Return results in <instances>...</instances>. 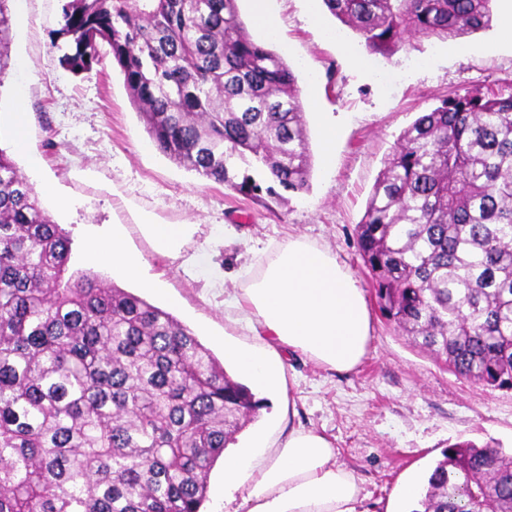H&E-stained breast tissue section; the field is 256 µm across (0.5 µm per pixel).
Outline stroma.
<instances>
[{"label": "stroma", "mask_w": 512, "mask_h": 512, "mask_svg": "<svg viewBox=\"0 0 512 512\" xmlns=\"http://www.w3.org/2000/svg\"><path fill=\"white\" fill-rule=\"evenodd\" d=\"M278 30L254 26L251 0H238L241 20L256 41L289 65L301 92L312 157L308 190L260 203L201 177L160 153L131 101L119 68L102 54L90 72L64 68L54 47L60 0H11L12 66L0 77V115H27L26 152L8 139L20 173L72 240V267L93 271L171 313L216 358L224 342L264 346L262 337L224 315V294L242 288L256 261L288 236L332 251L366 297L372 338L362 363L346 374L300 355L284 363L282 390L266 397L257 418L237 436L266 433L276 448L289 426L326 433L338 463L363 481L358 512H407L408 481L422 479L448 445L470 440L512 449V392L457 377L409 343L381 314L356 244L375 181L400 134L451 93L512 94V43L501 37L506 0H494L488 29L447 40L405 34L390 58L370 56V68L350 65L364 52L360 37L341 25L322 0H274ZM338 123L336 152L324 160L321 123ZM53 186L68 198L58 209ZM193 224L179 258L159 254L138 229L141 220ZM121 229L161 292L84 258L89 227Z\"/></svg>", "instance_id": "stroma-1"}]
</instances>
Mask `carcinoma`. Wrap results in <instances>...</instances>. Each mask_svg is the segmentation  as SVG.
<instances>
[{
	"instance_id": "1",
	"label": "carcinoma",
	"mask_w": 512,
	"mask_h": 512,
	"mask_svg": "<svg viewBox=\"0 0 512 512\" xmlns=\"http://www.w3.org/2000/svg\"><path fill=\"white\" fill-rule=\"evenodd\" d=\"M0 0V76L11 66ZM493 0H324L384 57L490 26ZM61 62L110 48L157 150L263 201L309 189L295 76L237 0H63ZM386 319L449 371L512 390V94H456L386 159L357 225ZM0 149V512H201L261 400L170 313L90 271ZM420 512H512V452L452 444Z\"/></svg>"
}]
</instances>
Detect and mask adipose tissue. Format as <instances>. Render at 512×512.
<instances>
[{
	"mask_svg": "<svg viewBox=\"0 0 512 512\" xmlns=\"http://www.w3.org/2000/svg\"><path fill=\"white\" fill-rule=\"evenodd\" d=\"M195 230L192 224L139 226L157 252L173 258ZM85 255L147 286L158 284L119 233L90 229ZM228 305L269 341L259 351L224 347L225 359L262 394L279 391L284 356L299 354L347 373L361 363L372 336L368 304L354 276L330 250L300 237L268 254L260 274L230 294ZM337 453L324 434L303 428L291 429L260 465L252 462V448L231 449L224 454V500L239 502L243 512H358L362 482L353 469L337 464Z\"/></svg>",
	"mask_w": 512,
	"mask_h": 512,
	"instance_id": "ef3b65f1",
	"label": "adipose tissue"
}]
</instances>
